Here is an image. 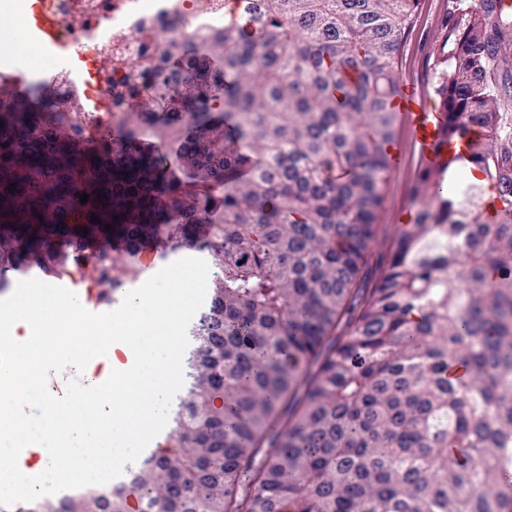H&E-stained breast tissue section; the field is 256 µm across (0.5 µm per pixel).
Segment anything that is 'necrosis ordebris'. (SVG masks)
<instances>
[{"instance_id": "obj_1", "label": "necrosis or debris", "mask_w": 512, "mask_h": 512, "mask_svg": "<svg viewBox=\"0 0 512 512\" xmlns=\"http://www.w3.org/2000/svg\"><path fill=\"white\" fill-rule=\"evenodd\" d=\"M59 21L65 44L81 47L100 61L104 71L128 74L152 95L153 76L142 74L130 60L142 52H155L170 44L184 45L198 32L224 29V0H45ZM192 13L197 29L178 24Z\"/></svg>"}]
</instances>
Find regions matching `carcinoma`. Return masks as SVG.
<instances>
[{
	"label": "carcinoma",
	"mask_w": 512,
	"mask_h": 512,
	"mask_svg": "<svg viewBox=\"0 0 512 512\" xmlns=\"http://www.w3.org/2000/svg\"><path fill=\"white\" fill-rule=\"evenodd\" d=\"M415 4L239 0L224 32L162 52L175 79L157 99L224 62L202 97L82 149V113L36 90L0 101V292L28 266L113 290L172 223L206 225L198 250L220 266L171 451L0 512H512V14L481 3L448 26L438 94L465 151L421 176L388 266L364 275ZM145 126L172 134L180 176Z\"/></svg>",
	"instance_id": "carcinoma-1"
}]
</instances>
